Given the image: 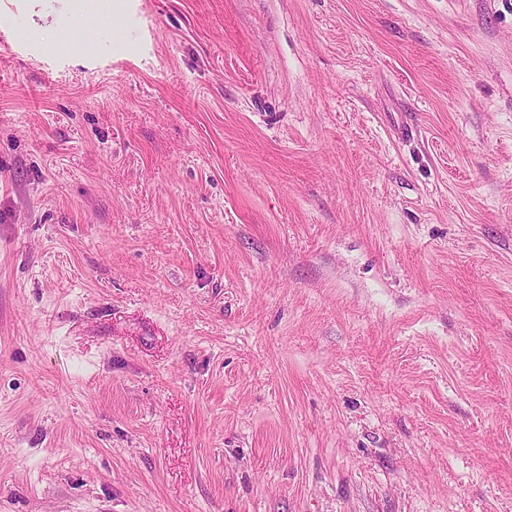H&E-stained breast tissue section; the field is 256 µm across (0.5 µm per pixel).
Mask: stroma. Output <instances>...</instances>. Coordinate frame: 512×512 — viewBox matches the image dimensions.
I'll use <instances>...</instances> for the list:
<instances>
[{
  "mask_svg": "<svg viewBox=\"0 0 512 512\" xmlns=\"http://www.w3.org/2000/svg\"><path fill=\"white\" fill-rule=\"evenodd\" d=\"M0 0V512H512V0Z\"/></svg>",
  "mask_w": 512,
  "mask_h": 512,
  "instance_id": "35a3bbf8",
  "label": "stroma"
}]
</instances>
